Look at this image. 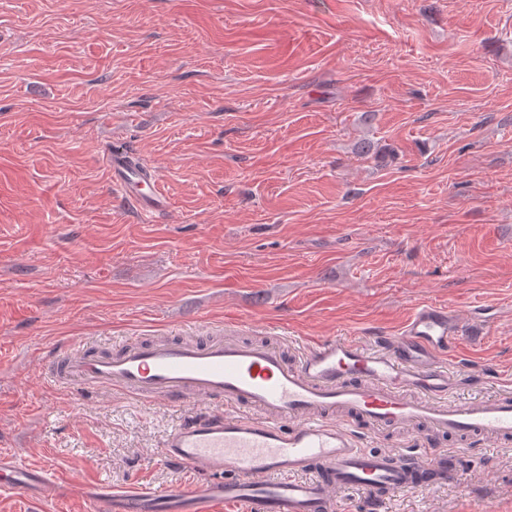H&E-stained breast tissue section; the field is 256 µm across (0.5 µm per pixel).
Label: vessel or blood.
I'll use <instances>...</instances> for the list:
<instances>
[{"mask_svg": "<svg viewBox=\"0 0 512 512\" xmlns=\"http://www.w3.org/2000/svg\"><path fill=\"white\" fill-rule=\"evenodd\" d=\"M112 185L144 215L166 210L155 170L108 154ZM459 320L447 308L419 305L402 335L375 348L338 336L317 340L294 365L263 343L214 338L201 343H131L121 351L76 347L51 363L59 384H94L165 404L205 400L213 410L188 415L165 438L160 460L175 471L202 474L197 485L171 484L158 494L139 486L115 489L24 467L0 452V491L45 502L82 495L90 512H335L336 492L369 493L373 505L456 478L455 456L428 458L359 448L355 423L399 429L423 423L448 435L512 439V397L455 402L439 359L452 347Z\"/></svg>", "mask_w": 512, "mask_h": 512, "instance_id": "obj_1", "label": "vessel or blood"}]
</instances>
